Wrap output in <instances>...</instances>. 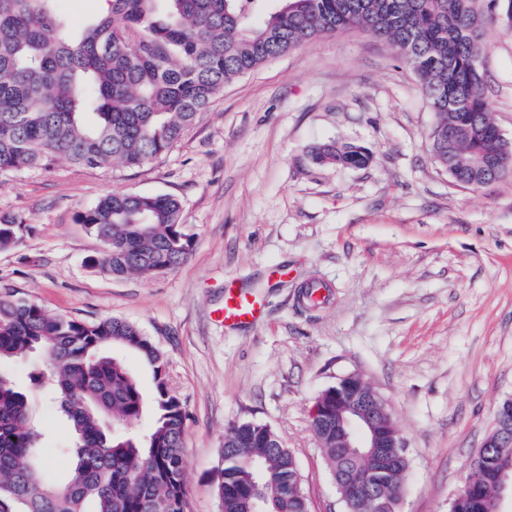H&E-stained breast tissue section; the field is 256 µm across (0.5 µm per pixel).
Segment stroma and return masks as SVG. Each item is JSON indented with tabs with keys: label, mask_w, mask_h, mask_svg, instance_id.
<instances>
[{
	"label": "stroma",
	"mask_w": 512,
	"mask_h": 512,
	"mask_svg": "<svg viewBox=\"0 0 512 512\" xmlns=\"http://www.w3.org/2000/svg\"><path fill=\"white\" fill-rule=\"evenodd\" d=\"M482 70L494 119L512 139V29ZM434 116L411 70L362 34L326 35L225 84L166 156L136 169L0 171V214L34 232L0 250V297L82 321L119 317L163 352L183 403L188 512H220L214 477L225 430L270 426L295 456L311 512H344L310 428L315 398L359 373L405 441L399 512H448L470 458L512 396V176L455 185L434 162ZM367 147L361 169L316 164V144ZM109 192L172 194L189 260L152 277L87 267L100 249L79 212ZM330 300L312 310L300 286ZM254 287L261 323L213 318L224 283ZM54 472L71 430L29 388Z\"/></svg>",
	"instance_id": "35a3bbf8"
}]
</instances>
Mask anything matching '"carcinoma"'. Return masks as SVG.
Returning a JSON list of instances; mask_svg holds the SVG:
<instances>
[{
	"instance_id": "1",
	"label": "carcinoma",
	"mask_w": 512,
	"mask_h": 512,
	"mask_svg": "<svg viewBox=\"0 0 512 512\" xmlns=\"http://www.w3.org/2000/svg\"><path fill=\"white\" fill-rule=\"evenodd\" d=\"M52 0H0V170L48 169L65 157L85 169L140 168L168 153L224 84L312 39L344 32L392 47L433 112L430 151L458 185L512 175V144L495 123L481 60L489 38L512 24V0H108L106 15L71 34ZM318 163L361 168L368 148L329 142ZM182 203L171 194L110 193L77 215L102 243L87 265L112 277L153 276L191 255ZM33 227L0 214V250ZM110 347L153 369L157 415L146 435L114 433L140 420L138 382ZM38 351L29 370L72 428L61 477L45 460V434L26 393L0 373V512H187L183 404L168 387L160 350L117 317L84 322L24 297L0 298V365ZM310 427L346 512H366L351 484L374 476L363 448L336 447V387L321 391ZM408 468L384 478L379 503L396 512ZM463 512H497L496 474L482 451L470 459ZM220 512H309L294 456L268 425L224 434L215 479Z\"/></svg>"
}]
</instances>
